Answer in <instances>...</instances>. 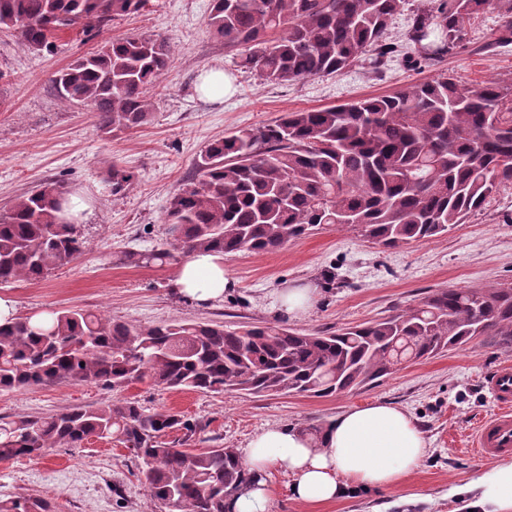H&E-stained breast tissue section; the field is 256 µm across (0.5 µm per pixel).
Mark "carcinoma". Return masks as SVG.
Returning a JSON list of instances; mask_svg holds the SVG:
<instances>
[{"mask_svg":"<svg viewBox=\"0 0 512 512\" xmlns=\"http://www.w3.org/2000/svg\"><path fill=\"white\" fill-rule=\"evenodd\" d=\"M148 0H0V30L33 51L65 30L99 28L139 12ZM409 0H212L208 25L224 46L246 45L243 64L274 83L297 82L380 62L395 17ZM499 11L512 37V0H442L416 8L409 40L426 56L456 49L465 22ZM160 38L127 36L74 60L55 79L64 102L83 103L103 134L146 124L147 97L168 68ZM112 194L134 175L108 163ZM512 184V85H462L449 76L392 95L317 110L211 141L193 176L171 196L169 248L128 251L130 264L187 258L196 251H276L324 224L358 229L396 248L448 234ZM63 187L44 182L0 212V283L38 281L76 262L85 241L60 213ZM490 337L512 347V287L442 289L402 313L343 328L303 333L279 325L175 322L142 327L82 310L37 323L0 325V391L57 381L114 390L150 380L163 390L335 396L429 358ZM202 426L150 411L131 398L64 407L47 416L0 418V461L39 459L113 440L141 465L159 512H232L263 475L236 448H191ZM0 512H55L45 499L0 500Z\"/></svg>","mask_w":512,"mask_h":512,"instance_id":"1","label":"carcinoma"}]
</instances>
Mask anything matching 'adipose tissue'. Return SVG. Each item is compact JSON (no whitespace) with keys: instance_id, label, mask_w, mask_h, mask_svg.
Masks as SVG:
<instances>
[{"instance_id":"ef3b65f1","label":"adipose tissue","mask_w":512,"mask_h":512,"mask_svg":"<svg viewBox=\"0 0 512 512\" xmlns=\"http://www.w3.org/2000/svg\"><path fill=\"white\" fill-rule=\"evenodd\" d=\"M235 282L222 255L198 251L182 261L171 280L178 298L199 306L222 301ZM420 426L404 409L375 401L330 418L319 440L288 426L267 429L246 449L247 464L266 474L284 470L293 477L292 496L317 506L352 489L402 486L426 454ZM471 512H512V462L491 464L459 492Z\"/></svg>"}]
</instances>
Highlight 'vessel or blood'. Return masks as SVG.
Returning a JSON list of instances; mask_svg holds the SVG:
<instances>
[{
	"label": "vessel or blood",
	"mask_w": 512,
	"mask_h": 512,
	"mask_svg": "<svg viewBox=\"0 0 512 512\" xmlns=\"http://www.w3.org/2000/svg\"><path fill=\"white\" fill-rule=\"evenodd\" d=\"M485 384L499 410L478 421L471 448L483 459L512 456V365L503 364L490 372Z\"/></svg>",
	"instance_id": "b4317fda"
}]
</instances>
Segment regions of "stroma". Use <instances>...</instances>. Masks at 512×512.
Wrapping results in <instances>:
<instances>
[{
    "label": "stroma",
    "instance_id": "35a3bbf8",
    "mask_svg": "<svg viewBox=\"0 0 512 512\" xmlns=\"http://www.w3.org/2000/svg\"><path fill=\"white\" fill-rule=\"evenodd\" d=\"M211 0H148L137 14L90 33L73 29L51 48L33 52L15 33L0 32V209L19 194L55 181L86 204L80 223L86 248L72 264L34 282L0 284L18 302V313L34 316L82 309L141 326L175 320L235 326L280 323L303 332L336 329L378 319L422 301L440 288L512 284V185L490 198L485 210L448 235L402 248L366 241L359 230L327 225L271 253L228 254L224 268L237 285L223 302L199 307L170 291L174 263L134 266L126 251L164 248L165 211L172 194L191 175L208 141L258 127L283 113L321 109L386 95L448 72L464 84L512 83V44L489 48L499 24L488 10L467 25L468 39L442 62L422 60L407 40L413 14L396 17L389 38L403 47L380 68L357 66L341 74L301 82L271 83L241 67L242 48H225L207 23ZM150 35L168 41L169 66L149 92L152 113L144 126L102 134L90 106L60 101L55 74L106 41ZM223 70L234 91L206 100L199 85L206 72ZM133 172L132 187L112 193L107 164ZM335 274L327 283V274ZM316 283L317 301L300 319L271 311L275 292ZM512 363V349L493 339L408 363L362 389L333 397L248 396L193 390H162L149 383L123 395L151 410H167L199 422L194 446L245 450L249 441L275 426L322 425L345 408L386 401L404 408L421 426L427 453L404 487L350 492L311 507L294 501L291 476L268 475L272 512H464L454 487L488 465L468 447L475 423L498 406L485 375ZM112 391L93 383L60 382L0 393V417L44 415L67 406H97ZM50 500L55 512H154L129 451L96 438L79 448H58L38 460L0 461V498Z\"/></svg>",
    "mask_w": 512,
    "mask_h": 512
}]
</instances>
